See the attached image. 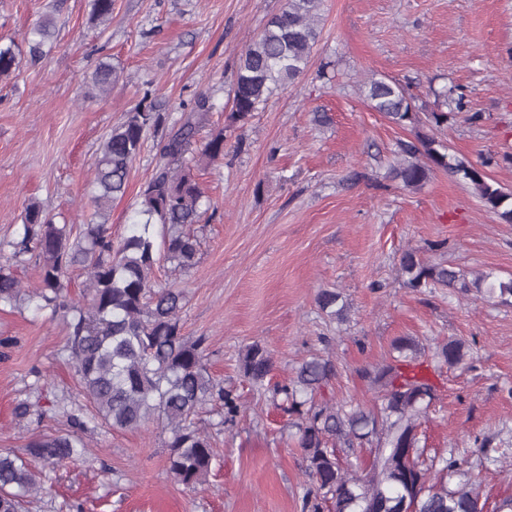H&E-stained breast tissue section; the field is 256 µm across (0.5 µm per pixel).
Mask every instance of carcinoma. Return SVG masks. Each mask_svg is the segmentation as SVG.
I'll return each instance as SVG.
<instances>
[{
  "label": "carcinoma",
  "instance_id": "carcinoma-1",
  "mask_svg": "<svg viewBox=\"0 0 512 512\" xmlns=\"http://www.w3.org/2000/svg\"><path fill=\"white\" fill-rule=\"evenodd\" d=\"M320 0H287L259 37L240 57L229 119L248 120L273 93L296 82L307 72L320 31ZM30 53L42 54L53 36V21L44 17L35 26ZM17 57L0 47V77L15 71ZM119 76L105 63L96 66L91 85L107 93ZM369 106L390 123L414 128L420 123L415 97L392 79L373 78L365 83ZM433 95L458 112L466 108L465 93L452 85L432 90ZM213 108L200 95L181 114L158 144L159 160L139 194L137 215L130 234L115 240L105 224L112 202L125 196L131 166L144 146L147 131L165 121L152 106H138L112 127L93 165L94 213L85 224H57L40 205H28L22 216L20 238L3 244L14 254L38 257V283L25 291L7 265L0 264V306L13 307L21 295L36 313L51 310L66 320L69 333L65 350L75 365L82 392L93 408L81 406L64 412L67 429L30 441L26 455L0 453V512H24L28 498L45 490L40 462L53 468L78 459L85 451L83 434L104 423L114 429H138L155 422L169 433L167 469L185 487L200 484L211 470L214 450L208 432L195 417L206 405L218 408L225 425L241 414L238 396L211 375L201 339L184 336L181 314L184 289L167 281L157 284L155 265L168 263L173 272L187 273L197 262L198 236L187 230L200 221L207 199L196 180L195 137ZM211 161L224 156V129L218 128L201 149ZM390 178L405 190L420 189L439 169L469 184L483 207L504 224H512V190L492 180L479 166L448 152L438 138L415 132L399 139L393 150ZM165 229L156 239L154 226ZM72 267L85 271L83 294L70 295L65 274ZM406 287L476 290L489 297L512 296V279L495 280L481 273L469 280L443 263H429L418 251L400 258ZM319 310L343 320L347 304L330 289L317 293ZM396 364L378 369L372 382L380 386L377 400L364 405L353 399L317 403L320 389L335 376L331 359L316 356L304 361L287 384L272 386L282 396L277 407L296 414L297 446L311 482L303 499L304 512H397L398 499L410 493L413 512H486V500L468 477L459 459L419 462L418 428L434 396L435 385L412 364L417 345L409 338L396 340ZM435 357L450 367L465 363L467 350L457 340L438 345ZM273 357L261 344L247 345L239 359L244 378L264 385L273 371ZM369 448L365 468L354 470L343 458Z\"/></svg>",
  "mask_w": 512,
  "mask_h": 512
}]
</instances>
